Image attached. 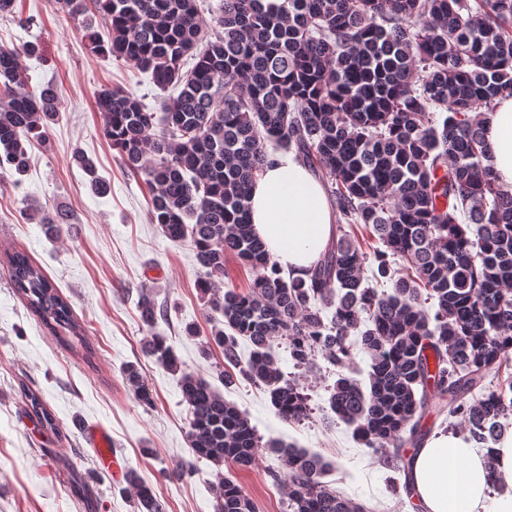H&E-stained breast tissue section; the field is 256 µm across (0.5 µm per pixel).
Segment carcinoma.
I'll use <instances>...</instances> for the list:
<instances>
[{
	"instance_id": "cac0c4a2",
	"label": "carcinoma",
	"mask_w": 512,
	"mask_h": 512,
	"mask_svg": "<svg viewBox=\"0 0 512 512\" xmlns=\"http://www.w3.org/2000/svg\"><path fill=\"white\" fill-rule=\"evenodd\" d=\"M82 20L100 55L148 73L164 97L157 115L118 87L94 91L104 135L127 172L144 177L151 217L173 242L190 240L200 266L197 288L211 313L202 348L224 353L216 378L243 380L268 394L277 415H309L303 387L273 355L284 344L293 366L321 357L340 369L360 348L368 384L338 373L329 403L353 438L373 452L419 447L426 416H445L481 448L512 427V375L496 390L491 373L512 363V194L484 164L480 115L512 96V0H223L215 25L198 0H54ZM106 28L101 36L93 19ZM203 50H198L199 45ZM195 60L184 69L185 59ZM56 89L34 87L18 52L0 46V169L23 175L28 145L59 116ZM160 132H155L156 127ZM289 153L322 178L336 212L332 238L308 279L286 275L248 221V193L269 161ZM93 193L111 191L93 162L78 157ZM52 239L64 212L44 214ZM373 232L372 277L354 226ZM234 257L255 271L241 291L224 281ZM12 288L42 326L89 361L94 350L69 300L27 253L5 256ZM148 331L141 350L180 374L190 416L191 458L173 472L214 468L213 512H258L224 464H255L267 451L288 484L286 512H367L321 478L323 457L279 441L261 442L248 418L205 378L187 372L158 331L170 307L139 296ZM355 340H350V337ZM249 356L239 353L240 341ZM123 376L137 401L153 405L138 367ZM26 414L60 436L42 397L22 389ZM392 492L412 496L410 459L395 456ZM91 477L74 492L92 500ZM138 512H166L153 488L130 472Z\"/></svg>"
}]
</instances>
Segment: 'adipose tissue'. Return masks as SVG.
Returning a JSON list of instances; mask_svg holds the SVG:
<instances>
[{"instance_id": "1", "label": "adipose tissue", "mask_w": 512, "mask_h": 512, "mask_svg": "<svg viewBox=\"0 0 512 512\" xmlns=\"http://www.w3.org/2000/svg\"><path fill=\"white\" fill-rule=\"evenodd\" d=\"M487 164L512 193V97L483 118ZM249 222L272 259L306 277L336 233L332 205L309 168L295 160L266 166L252 185ZM512 482V438L479 448L463 436L431 437L412 458L414 495L423 512H512V494L491 495V478Z\"/></svg>"}]
</instances>
